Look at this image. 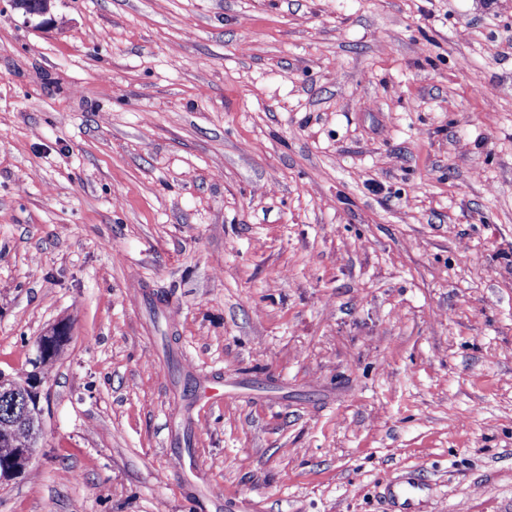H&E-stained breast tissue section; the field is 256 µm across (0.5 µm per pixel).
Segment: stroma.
I'll return each instance as SVG.
<instances>
[{
  "label": "stroma",
  "mask_w": 512,
  "mask_h": 512,
  "mask_svg": "<svg viewBox=\"0 0 512 512\" xmlns=\"http://www.w3.org/2000/svg\"><path fill=\"white\" fill-rule=\"evenodd\" d=\"M51 16L0 0V372L70 327L0 512H512V0ZM423 486L411 480H396L391 486L394 512H421Z\"/></svg>",
  "instance_id": "stroma-1"
}]
</instances>
